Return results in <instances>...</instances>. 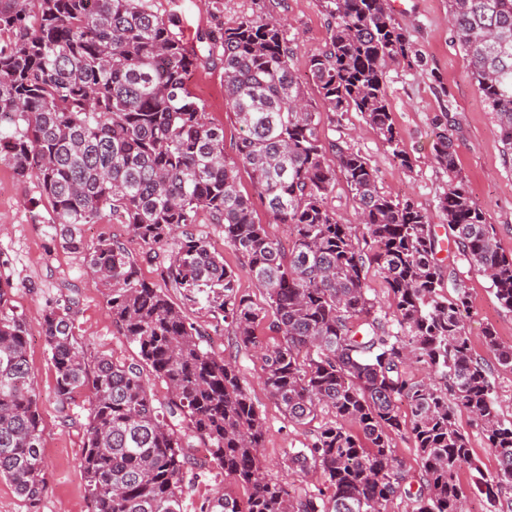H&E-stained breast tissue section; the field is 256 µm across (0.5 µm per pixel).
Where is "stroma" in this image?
<instances>
[{"instance_id":"35a3bbf8","label":"stroma","mask_w":512,"mask_h":512,"mask_svg":"<svg viewBox=\"0 0 512 512\" xmlns=\"http://www.w3.org/2000/svg\"><path fill=\"white\" fill-rule=\"evenodd\" d=\"M271 13L285 19L287 34L297 50L292 65L301 78L314 107L322 100L307 70V59L322 50L328 38L329 18L323 0H267ZM160 11L176 8L180 27L188 41L217 25H235L254 9L253 0H224L222 12H215L212 0H159ZM396 18L404 27L417 56L412 64H392L385 76L388 100L397 131L413 161L412 169L401 168L379 137L369 129L360 113H346L329 124L330 139L359 151L377 176L381 192L410 200L430 217L437 235H444L445 221L437 199L448 186V175L438 168L433 143L440 123H447L448 137L457 167L473 200L483 209L488 223L496 229L501 249L512 254V153L499 136V126L469 72L467 60L449 22L448 0H404ZM190 88L207 106L211 119L223 125L226 140L236 139L233 116L224 104L222 69L200 68L189 78ZM195 233L207 237L223 253L228 266L238 272V286L256 303L265 296L241 269L238 256L224 243L219 224H198ZM447 286L459 285L469 292L466 329L474 356L491 373L497 407L512 420V373L502 370L486 349L482 335L494 327L504 344H512V311L496 299L486 275L473 266L455 244H444L439 254ZM0 279L10 281L13 303L29 325L27 355L34 385L40 395L45 472L48 492L40 512H92L84 490L78 461L83 447V425L87 410L82 398L70 405L73 425L63 426L57 411L54 373L43 336L41 310L47 298L73 294L79 301L76 332L92 352L134 359L138 349L121 336L112 323L102 289L85 268L84 256L66 248L59 228L49 224L46 205L35 181L19 178L0 165ZM191 321L208 327L212 349L233 356L242 379L249 387L256 409L265 425L261 450L269 479L294 492L323 487L320 473L300 475L284 462L288 449L302 447L313 434L312 427L288 420L262 384L259 358L251 351L237 349L224 329H211V320L197 308H186ZM224 483V473L205 465L197 475L187 476L183 488V512H201Z\"/></svg>"}]
</instances>
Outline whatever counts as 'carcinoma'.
<instances>
[{
    "mask_svg": "<svg viewBox=\"0 0 512 512\" xmlns=\"http://www.w3.org/2000/svg\"><path fill=\"white\" fill-rule=\"evenodd\" d=\"M158 0H0V164L36 180L65 245L84 254L120 335L139 349L129 361L93 356L75 333L78 301L45 302L41 333L50 354L59 413L87 403L79 467L92 512H183L195 452L224 470L226 489L201 512H387L413 476L392 435L408 428L422 465L413 512H460L459 475L501 512L512 488V422L501 419L483 364L474 358L463 312L466 289L446 287L438 237L414 203L382 193L367 159L331 140L326 122L358 112L407 170L385 90L386 68L411 62L406 31L387 0H326L324 50L308 58L324 110L310 106L291 59L282 19L258 5L231 27L188 44ZM449 19L478 92L512 151V0H448ZM221 64L224 103L240 136L226 155L224 127L189 89L200 66ZM436 164L448 173L438 197L448 234L512 311V255L473 201L457 168L448 128L437 133ZM332 153L335 163L327 161ZM288 241L256 221L239 189V168ZM342 176L362 236L328 205ZM116 216L146 261L165 266L183 304L209 312L255 349L263 384L288 420L309 425L328 410L311 441L285 453L288 468L324 477L326 490L294 496L264 474L265 427L235 364L204 345L205 331L143 278L121 241L85 247L76 230ZM208 216L266 296L255 303L238 275L193 226ZM391 293L388 315L369 296L370 268ZM278 336L272 344L258 327ZM28 323L0 281V479L29 512L47 493L39 396L26 355ZM483 341L512 371V345L495 330ZM436 381L406 376L410 359ZM168 395L156 403L146 375ZM406 401L410 418L399 413ZM465 409L485 431L497 468L486 474L456 423Z\"/></svg>",
    "mask_w": 512,
    "mask_h": 512,
    "instance_id": "carcinoma-1",
    "label": "carcinoma"
}]
</instances>
